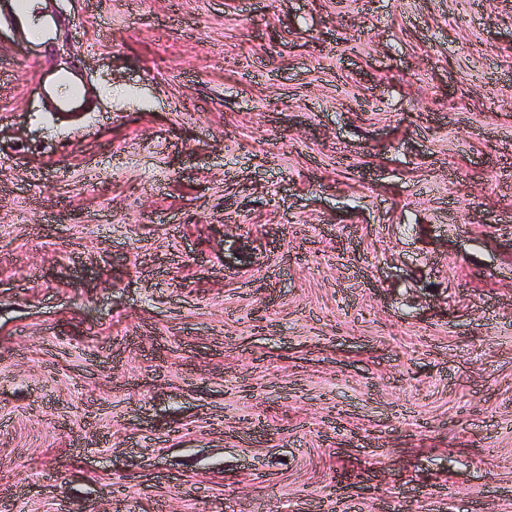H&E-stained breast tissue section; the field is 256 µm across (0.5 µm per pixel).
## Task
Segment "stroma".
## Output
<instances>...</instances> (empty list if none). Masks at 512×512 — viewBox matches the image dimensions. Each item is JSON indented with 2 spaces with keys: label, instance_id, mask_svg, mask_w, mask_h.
<instances>
[{
  "label": "stroma",
  "instance_id": "1",
  "mask_svg": "<svg viewBox=\"0 0 512 512\" xmlns=\"http://www.w3.org/2000/svg\"><path fill=\"white\" fill-rule=\"evenodd\" d=\"M4 2L0 512H512V0ZM14 22L29 40H51L57 27V17L47 8L31 5L29 0H15ZM39 84L42 86V93L47 97L53 108L59 112H73L84 106L88 97V89L81 83L77 82L70 73H56L48 81H43L38 76ZM68 87L66 94L60 95L57 92L59 86Z\"/></svg>",
  "mask_w": 512,
  "mask_h": 512
}]
</instances>
